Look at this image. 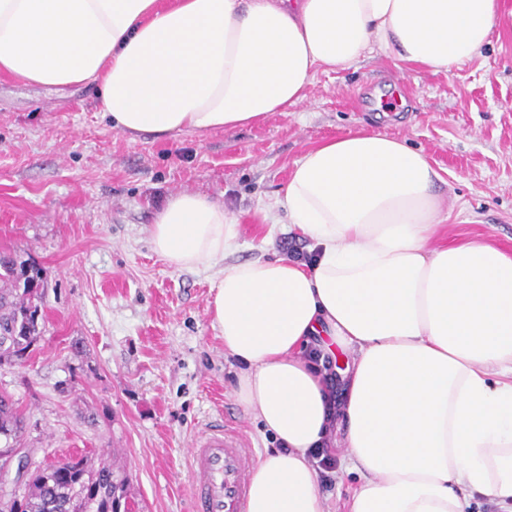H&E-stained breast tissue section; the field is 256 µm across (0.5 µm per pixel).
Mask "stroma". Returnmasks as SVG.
<instances>
[{
    "instance_id": "1",
    "label": "stroma",
    "mask_w": 512,
    "mask_h": 512,
    "mask_svg": "<svg viewBox=\"0 0 512 512\" xmlns=\"http://www.w3.org/2000/svg\"><path fill=\"white\" fill-rule=\"evenodd\" d=\"M479 56L432 73L381 52L317 71L303 103L230 133L130 137L103 118L94 86L0 78V248L43 269L42 333L28 359L0 366V391L25 416L32 466L72 454L131 479L133 512H191L189 448L206 428H237L255 455L273 447L238 403V366L211 325L213 273L170 266L151 243L160 206L191 192L239 221L228 262L312 253L274 205L295 161L370 127L424 151L442 176L443 240L512 248V0ZM405 91L396 116L362 107L367 85ZM276 223L268 233L264 218ZM344 429L319 492L344 512L356 485Z\"/></svg>"
}]
</instances>
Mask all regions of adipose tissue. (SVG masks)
<instances>
[{"label":"adipose tissue","instance_id":"obj_1","mask_svg":"<svg viewBox=\"0 0 512 512\" xmlns=\"http://www.w3.org/2000/svg\"><path fill=\"white\" fill-rule=\"evenodd\" d=\"M497 0H0V76L92 81L131 137L233 131L301 103L318 70L367 50L449 73L481 54ZM442 177L423 150L359 129L310 148L275 205L314 243L226 263L237 221L212 199L170 197L151 228L178 269L218 268L208 311L240 365L236 397L275 449L245 512H328L308 454L328 396L303 352L351 353L343 416L347 512H512V250L437 245Z\"/></svg>","mask_w":512,"mask_h":512}]
</instances>
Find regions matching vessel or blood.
Here are the masks:
<instances>
[{
	"label": "vessel or blood",
	"mask_w": 512,
	"mask_h": 512,
	"mask_svg": "<svg viewBox=\"0 0 512 512\" xmlns=\"http://www.w3.org/2000/svg\"><path fill=\"white\" fill-rule=\"evenodd\" d=\"M193 512H245L252 458L242 439L210 427L191 450Z\"/></svg>",
	"instance_id": "obj_1"
}]
</instances>
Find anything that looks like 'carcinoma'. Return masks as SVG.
I'll return each instance as SVG.
<instances>
[{"label": "carcinoma", "instance_id": "cac0c4a2", "mask_svg": "<svg viewBox=\"0 0 512 512\" xmlns=\"http://www.w3.org/2000/svg\"><path fill=\"white\" fill-rule=\"evenodd\" d=\"M42 268L11 249L0 250V365L30 353L43 321ZM25 419L12 395L0 392V453L22 440ZM129 476L112 466L70 457L34 469L21 512H119Z\"/></svg>", "mask_w": 512, "mask_h": 512}]
</instances>
